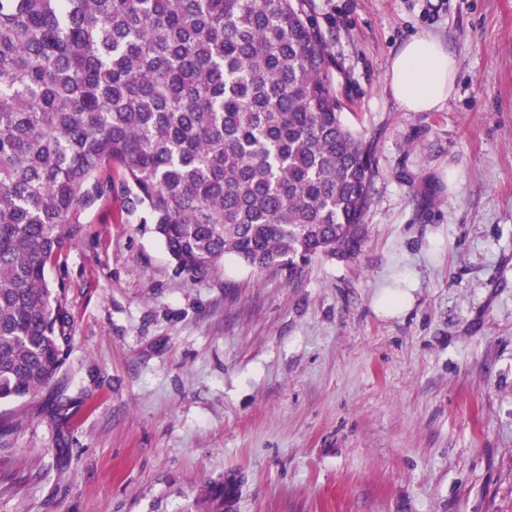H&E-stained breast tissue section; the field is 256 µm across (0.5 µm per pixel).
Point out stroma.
<instances>
[{"instance_id": "stroma-1", "label": "stroma", "mask_w": 512, "mask_h": 512, "mask_svg": "<svg viewBox=\"0 0 512 512\" xmlns=\"http://www.w3.org/2000/svg\"><path fill=\"white\" fill-rule=\"evenodd\" d=\"M305 9L374 147L361 253L196 278L120 194L87 209L47 274L68 402L0 404V512H201L229 473L235 512H512V0ZM418 33L460 63L434 112L386 90Z\"/></svg>"}]
</instances>
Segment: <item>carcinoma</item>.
I'll return each mask as SVG.
<instances>
[{"instance_id":"1","label":"carcinoma","mask_w":512,"mask_h":512,"mask_svg":"<svg viewBox=\"0 0 512 512\" xmlns=\"http://www.w3.org/2000/svg\"><path fill=\"white\" fill-rule=\"evenodd\" d=\"M304 2L0 0V403H34L64 364L46 271L112 198V167L179 274L361 251L372 145Z\"/></svg>"}]
</instances>
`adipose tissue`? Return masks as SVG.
<instances>
[{
	"label": "adipose tissue",
	"instance_id": "adipose-tissue-1",
	"mask_svg": "<svg viewBox=\"0 0 512 512\" xmlns=\"http://www.w3.org/2000/svg\"><path fill=\"white\" fill-rule=\"evenodd\" d=\"M459 63L437 38L406 40L390 62L387 89L403 112H432L454 94Z\"/></svg>",
	"mask_w": 512,
	"mask_h": 512
}]
</instances>
